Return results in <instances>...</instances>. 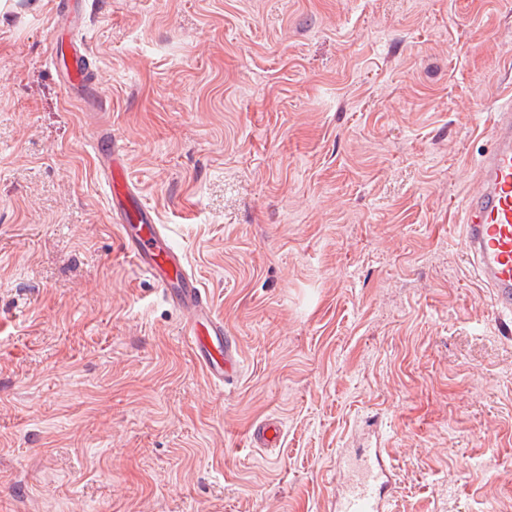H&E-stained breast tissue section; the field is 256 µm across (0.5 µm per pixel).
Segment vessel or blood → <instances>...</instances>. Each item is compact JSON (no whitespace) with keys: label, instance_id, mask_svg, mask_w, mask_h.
I'll list each match as a JSON object with an SVG mask.
<instances>
[{"label":"vessel or blood","instance_id":"1","mask_svg":"<svg viewBox=\"0 0 512 512\" xmlns=\"http://www.w3.org/2000/svg\"><path fill=\"white\" fill-rule=\"evenodd\" d=\"M85 4L68 0L56 10L50 56L67 94L88 105L102 96L87 67V50L73 37L84 22ZM489 128L492 146L478 164L481 187L464 203L462 234L478 277L501 311L512 317V96L490 113ZM97 153L109 188L110 219L120 229L126 253L182 313L190 349L210 381L227 384L237 374L238 350L223 318L214 313L210 296L171 246L165 227L133 192L111 134L101 136ZM282 434L281 423L268 418L253 427L249 441L256 448H277ZM386 489L383 451L375 448L355 463L336 499V512H382Z\"/></svg>","mask_w":512,"mask_h":512}]
</instances>
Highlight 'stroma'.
Segmentation results:
<instances>
[{"mask_svg": "<svg viewBox=\"0 0 512 512\" xmlns=\"http://www.w3.org/2000/svg\"><path fill=\"white\" fill-rule=\"evenodd\" d=\"M54 23L0 0V512H334L362 448L388 512H512V319L462 237L512 0H87L94 116ZM105 130L236 343L225 386L123 251ZM282 434L281 423L276 418H268L253 427L249 441L254 448H279Z\"/></svg>", "mask_w": 512, "mask_h": 512, "instance_id": "35a3bbf8", "label": "stroma"}]
</instances>
